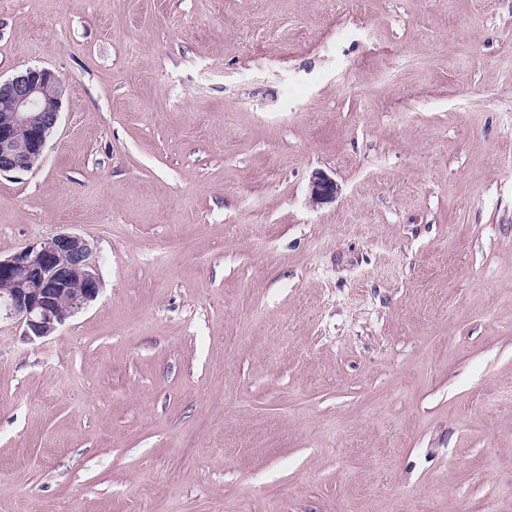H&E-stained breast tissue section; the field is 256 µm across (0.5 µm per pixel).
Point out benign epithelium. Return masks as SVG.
<instances>
[{
  "instance_id": "7a95c632",
  "label": "benign epithelium",
  "mask_w": 512,
  "mask_h": 512,
  "mask_svg": "<svg viewBox=\"0 0 512 512\" xmlns=\"http://www.w3.org/2000/svg\"><path fill=\"white\" fill-rule=\"evenodd\" d=\"M61 107L62 82L50 69L29 67L0 81V173L40 165ZM336 193L334 180L321 172L312 176V204L327 203ZM75 280L82 291L59 309V297ZM101 290L95 247L78 234L60 232L0 258V317L17 320L31 341L51 335Z\"/></svg>"
}]
</instances>
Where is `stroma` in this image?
Masks as SVG:
<instances>
[{
    "label": "stroma",
    "instance_id": "obj_1",
    "mask_svg": "<svg viewBox=\"0 0 512 512\" xmlns=\"http://www.w3.org/2000/svg\"><path fill=\"white\" fill-rule=\"evenodd\" d=\"M35 66L0 255L102 290L0 320V512H512V0H0ZM62 91L59 76L47 68L0 79V173L40 165L59 120ZM336 182L321 172H315L310 181L309 198L313 205H320L335 199ZM101 290L95 247L78 234L60 232L0 256V318L17 320L31 341L51 335Z\"/></svg>",
    "mask_w": 512,
    "mask_h": 512
}]
</instances>
